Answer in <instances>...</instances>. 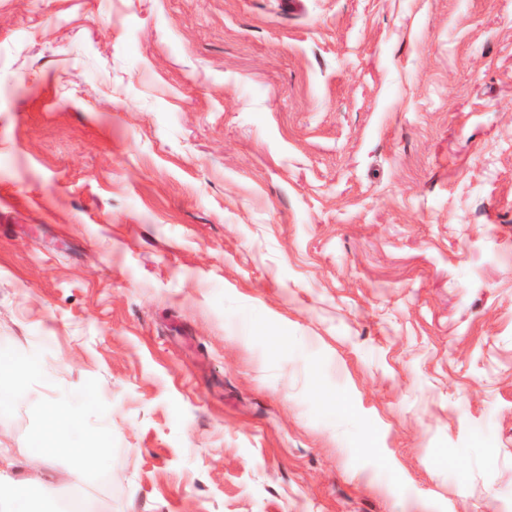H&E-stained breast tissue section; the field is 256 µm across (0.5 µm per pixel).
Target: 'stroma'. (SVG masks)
Listing matches in <instances>:
<instances>
[{"instance_id":"1","label":"stroma","mask_w":512,"mask_h":512,"mask_svg":"<svg viewBox=\"0 0 512 512\" xmlns=\"http://www.w3.org/2000/svg\"><path fill=\"white\" fill-rule=\"evenodd\" d=\"M1 358L32 500L512 512V0H0ZM59 455H65L71 460L70 476L78 475L91 467L93 462L78 448H62L54 444H49L44 438L39 439L32 448L30 457L38 470L47 469L52 460Z\"/></svg>"}]
</instances>
